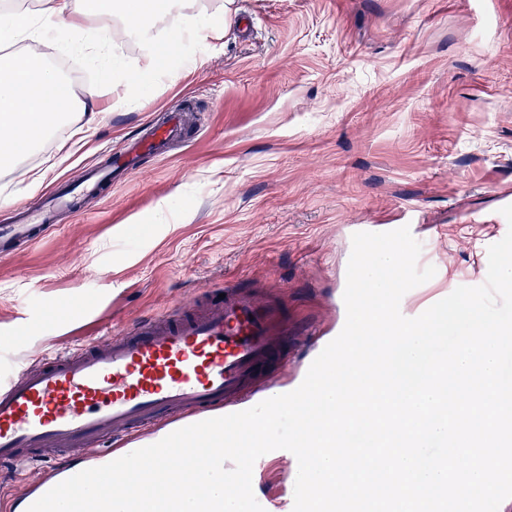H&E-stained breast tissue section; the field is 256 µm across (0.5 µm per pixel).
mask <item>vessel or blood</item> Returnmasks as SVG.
Here are the masks:
<instances>
[{
	"label": "vessel or blood",
	"mask_w": 512,
	"mask_h": 512,
	"mask_svg": "<svg viewBox=\"0 0 512 512\" xmlns=\"http://www.w3.org/2000/svg\"><path fill=\"white\" fill-rule=\"evenodd\" d=\"M180 122V113L168 112L146 138L113 152V166L135 171L139 156L158 151ZM66 204L53 196L37 208L19 206L17 222L0 224V255L35 244ZM224 294L191 310L138 318L106 340L0 375V468L54 461L72 448L94 451L110 440L128 443L154 422L177 430L234 413L281 348L288 321L273 300L234 284ZM98 301L93 294L75 309L41 304L28 319L42 333L74 324Z\"/></svg>",
	"instance_id": "vessel-or-blood-1"
}]
</instances>
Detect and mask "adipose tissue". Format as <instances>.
<instances>
[{
  "label": "adipose tissue",
  "instance_id": "1",
  "mask_svg": "<svg viewBox=\"0 0 512 512\" xmlns=\"http://www.w3.org/2000/svg\"><path fill=\"white\" fill-rule=\"evenodd\" d=\"M129 14L140 20L132 32L118 23ZM92 28L99 36L90 43L84 35ZM130 33L142 43L145 62L113 59L112 78L135 94L147 91L162 71L197 66L201 45L222 37L224 24L214 14L192 10L189 0H113L108 14L99 7H75L73 0H37L30 13L0 11V43L23 47L0 58V163L15 169L27 189L37 188L43 177L21 162L55 126L76 107L87 124L100 115L97 92L88 91L84 101L74 103L66 82L39 57L38 46L60 38L75 51L94 55L116 48Z\"/></svg>",
  "mask_w": 512,
  "mask_h": 512
}]
</instances>
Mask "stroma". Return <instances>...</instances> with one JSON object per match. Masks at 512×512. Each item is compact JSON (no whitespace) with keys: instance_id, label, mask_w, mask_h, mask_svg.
<instances>
[{"instance_id":"obj_1","label":"stroma","mask_w":512,"mask_h":512,"mask_svg":"<svg viewBox=\"0 0 512 512\" xmlns=\"http://www.w3.org/2000/svg\"><path fill=\"white\" fill-rule=\"evenodd\" d=\"M227 13L202 64L158 79L117 106L99 64L65 54L76 98L96 88L102 113L72 112L23 163L72 150L42 190H18L0 167V197L40 205L45 189L142 135L169 110L184 137L142 156L136 172L56 214L40 241L0 259V326L52 298L100 289L99 339L127 323L235 283L276 290L288 314V367L269 364L279 393L346 321L351 237L401 224L417 234L448 287L487 263L512 203V0H199ZM77 327L25 340L18 366L82 342ZM40 468L0 474V512L37 493ZM254 493L284 512L291 465L271 457Z\"/></svg>"}]
</instances>
